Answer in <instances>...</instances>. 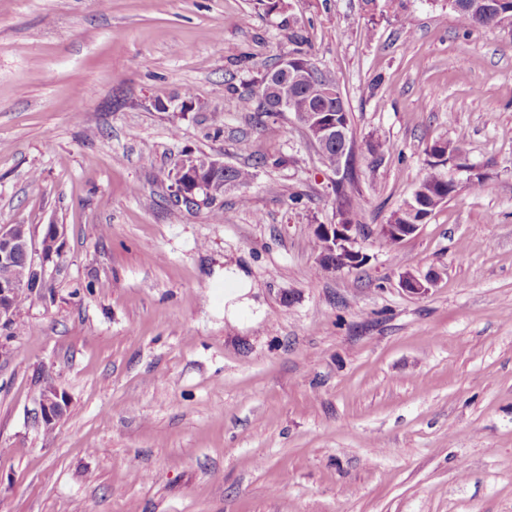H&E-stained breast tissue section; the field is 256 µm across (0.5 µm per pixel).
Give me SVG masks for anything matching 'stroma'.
Instances as JSON below:
<instances>
[{"label":"stroma","instance_id":"stroma-1","mask_svg":"<svg viewBox=\"0 0 512 512\" xmlns=\"http://www.w3.org/2000/svg\"><path fill=\"white\" fill-rule=\"evenodd\" d=\"M297 38L349 111L357 268L320 267L305 128L240 105ZM439 140L486 187L390 246ZM187 153L254 173L221 222L172 200ZM6 224L64 235L0 342V512H512V35L448 0H0ZM415 200H407L403 207H399L394 211L387 224H381L378 227V233L381 237H393L394 239L385 238L390 244H398L403 241L406 237L413 235L421 224H410V217L405 209H415ZM398 241V242H397ZM65 406V399L54 385L43 389L39 397V412L43 424L52 428L59 419Z\"/></svg>","mask_w":512,"mask_h":512}]
</instances>
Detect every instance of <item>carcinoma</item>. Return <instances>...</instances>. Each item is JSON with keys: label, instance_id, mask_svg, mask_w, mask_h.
Masks as SVG:
<instances>
[{"label": "carcinoma", "instance_id": "carcinoma-1", "mask_svg": "<svg viewBox=\"0 0 512 512\" xmlns=\"http://www.w3.org/2000/svg\"><path fill=\"white\" fill-rule=\"evenodd\" d=\"M448 5L455 13L458 23L466 30L498 29L512 33V0H448ZM297 48L290 57L310 64L311 70L300 82L294 93L291 112H300L306 116L310 112H326L339 122L349 123V113L336 82L325 75L314 63L310 54L299 47L301 41H295ZM270 98L268 94V75H263L254 89L241 96V107L245 111L254 110L264 114H273V103H264ZM219 181L232 180L239 187L249 185L254 173L248 168L235 167L230 171L214 174ZM357 178L356 170L349 169L345 181L336 185V216L342 224L358 223L361 210L360 198L352 190ZM459 186L453 183L441 168L429 164V171L414 189L412 196L431 214L439 207V199L453 197ZM5 275L27 280L28 288H40L39 275L19 263L11 270H0V277Z\"/></svg>", "mask_w": 512, "mask_h": 512}]
</instances>
